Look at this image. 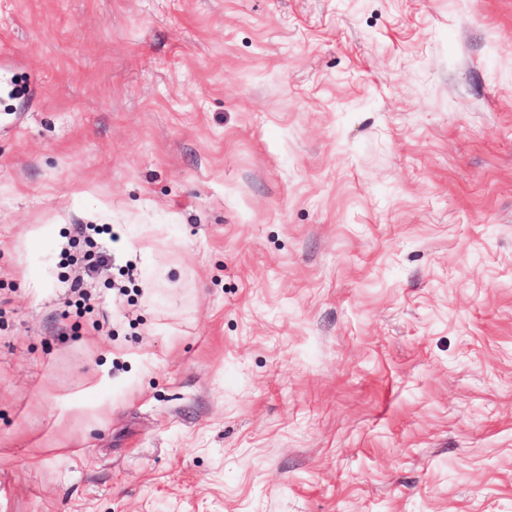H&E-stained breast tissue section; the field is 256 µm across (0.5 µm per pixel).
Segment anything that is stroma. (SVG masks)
<instances>
[{"instance_id": "35a3bbf8", "label": "stroma", "mask_w": 512, "mask_h": 512, "mask_svg": "<svg viewBox=\"0 0 512 512\" xmlns=\"http://www.w3.org/2000/svg\"><path fill=\"white\" fill-rule=\"evenodd\" d=\"M0 512H512V0H0Z\"/></svg>"}]
</instances>
